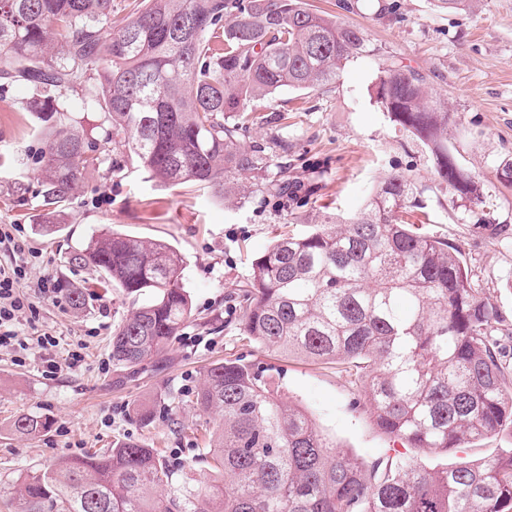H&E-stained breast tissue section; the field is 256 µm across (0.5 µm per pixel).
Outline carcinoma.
<instances>
[{
	"label": "carcinoma",
	"mask_w": 512,
	"mask_h": 512,
	"mask_svg": "<svg viewBox=\"0 0 512 512\" xmlns=\"http://www.w3.org/2000/svg\"><path fill=\"white\" fill-rule=\"evenodd\" d=\"M365 48L361 28L305 0H133L119 28L112 0H0V74L34 87L31 111L45 123L42 228L53 230L86 171L102 164L67 116L87 81L108 123L105 142L149 178L227 194L250 176L295 201L311 189L285 167L270 170L267 146L242 142L257 121L251 104L320 90ZM375 99L430 150L449 189L479 197L448 149V107L415 74L382 68ZM412 195L410 177L393 173L357 215L276 237L243 285L240 332L284 357L343 365L361 380L378 427L411 447L466 448L512 425L496 340L512 328L460 251L402 220ZM73 260L102 271V288L154 294L112 332V363L127 379L164 366L191 318L181 253L106 230ZM195 401L224 412L206 452L211 483L180 481L157 449L126 442L21 476L22 512H512V448L442 469L400 451L368 466L336 450L243 359L211 364ZM13 427L36 436L46 424L21 415Z\"/></svg>",
	"instance_id": "1"
}]
</instances>
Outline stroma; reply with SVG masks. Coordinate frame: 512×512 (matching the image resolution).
I'll use <instances>...</instances> for the list:
<instances>
[{
  "instance_id": "obj_1",
  "label": "stroma",
  "mask_w": 512,
  "mask_h": 512,
  "mask_svg": "<svg viewBox=\"0 0 512 512\" xmlns=\"http://www.w3.org/2000/svg\"><path fill=\"white\" fill-rule=\"evenodd\" d=\"M362 28L367 49L346 63L324 89L280 91L274 104L256 107L260 121L247 142L285 141L269 154L270 165L288 164L313 176L314 193L289 204L254 186L241 200L214 189L171 187L147 178L117 145L104 142L101 113L92 100L95 82L70 99L69 115L85 134L99 139L103 163L82 179L71 208L54 231H43L38 217L44 147L29 107L36 97L24 82L0 79V225H15L17 237L36 255L31 281L51 287L83 289L84 308L43 303L36 325L20 322L19 335L57 337L58 357L84 344V361L74 371L47 377L32 350L0 351V512H21L15 494L20 474L53 465L60 456L139 442L162 449L168 464L183 465L189 478H213L198 457L224 425V415L204 411L193 401L207 368L227 358H242L281 372L283 397L305 408L325 436L344 452L372 462L400 440L381 431L365 405L354 376L333 364L284 360L240 336L243 312L236 293L251 264L283 232L305 235L324 213L351 217L365 206L373 187L395 172L411 175L419 208L405 214L422 233L458 247L476 284L512 322V187L496 176L502 159L512 158V0H470L468 8L438 9L434 0H398L394 15H379L380 0H308ZM398 67L417 75L430 95L445 100L455 120L448 147L458 165L474 176L480 197H457L434 174L431 153L390 122L374 99L381 68ZM495 220L504 238L482 228ZM112 228L145 240H162L185 262L182 286L193 317L168 348V363L136 378L119 381L112 364V331L131 311L148 302L119 288H100L98 268L73 262L92 237ZM152 419L142 422L140 408ZM30 414L46 421L36 437L15 432L14 420ZM512 448V426L474 444L434 454L418 453L434 467Z\"/></svg>"
}]
</instances>
